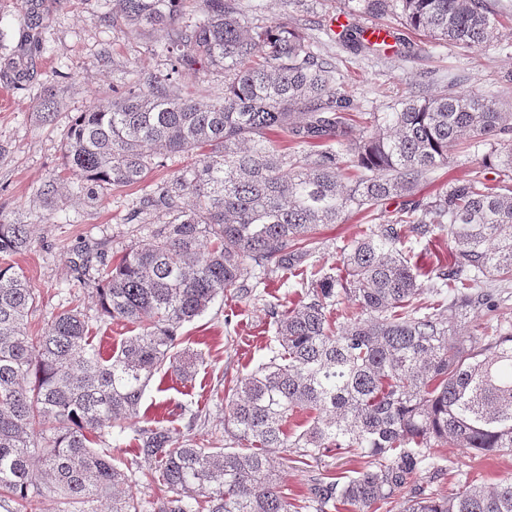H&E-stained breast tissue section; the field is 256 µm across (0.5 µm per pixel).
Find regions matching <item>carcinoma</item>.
I'll return each mask as SVG.
<instances>
[{"label": "carcinoma", "instance_id": "carcinoma-1", "mask_svg": "<svg viewBox=\"0 0 512 512\" xmlns=\"http://www.w3.org/2000/svg\"><path fill=\"white\" fill-rule=\"evenodd\" d=\"M182 2L113 0V26L166 32L170 69L78 113L63 146L64 169L89 201L198 152L132 207L129 221L153 225L148 243L96 265L82 258L77 281L97 318L138 332L105 358L90 343L88 307L70 301L29 335L37 294L8 259L34 238L29 225L0 221V502L17 512H37L47 496L62 512H377L407 484L441 479L437 448L511 451L512 325L494 316L512 282V112L484 93L418 86L392 112L356 116L336 64L303 29L254 25L238 0H197L201 18L185 20ZM348 2L461 47L499 34L492 0ZM342 42L377 50L353 30ZM199 67L224 73L222 98L174 89L173 75ZM464 134L495 183L453 179L394 221L361 228L339 266L311 268L304 296L270 310L278 346L227 386L224 432L237 449L213 451L162 420L139 426L153 377L166 364L191 368L174 353L185 323L219 298L252 293L253 279L303 270L317 226L415 195ZM440 232L448 260L421 280L399 245ZM345 300L355 311L342 316ZM481 315L476 333L459 335ZM120 421L135 445L125 471L107 450ZM333 448L362 469L303 505L288 501L277 474L288 454L307 466ZM137 471L158 477L167 497L126 491ZM404 512H512V480L415 496Z\"/></svg>", "mask_w": 512, "mask_h": 512}]
</instances>
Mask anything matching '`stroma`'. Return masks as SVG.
<instances>
[{"mask_svg":"<svg viewBox=\"0 0 512 512\" xmlns=\"http://www.w3.org/2000/svg\"><path fill=\"white\" fill-rule=\"evenodd\" d=\"M510 13L500 36L481 48H462L417 36V54L398 59L391 48L365 55L344 51L338 35L343 26L368 29L394 26L391 18L374 20L350 13L344 0H240L250 21L286 22L307 28L319 52L337 67L336 85L357 112H387L415 86L436 91L455 83L464 90L494 95L504 111L512 112V85L502 76L512 71V0H500ZM105 0H0V220L31 225L35 244L15 256L35 288L39 307L30 333L41 332L61 305L84 298L74 278L73 264L81 251L104 253L148 239L149 232L130 224L126 215L146 187L167 180L172 172L193 165L194 155L181 154L154 169L145 184L115 187L101 201L84 203L59 193L52 201L42 187L62 172V143L69 120L94 100L109 99L133 83L144 71L165 70L159 53V34L112 27L105 16ZM37 15L39 27L25 25L27 14ZM55 95L58 116L41 124V100ZM359 217L341 224H323L316 230L317 247L309 263L332 268L339 249L355 236ZM300 278L273 276L258 285L253 296L216 301L202 316L185 324L176 350L192 357L188 376L166 372L147 387L141 411L147 417L164 416L179 431L193 430L215 446L228 444L224 432L226 404L216 396L223 378H241L267 361L275 327L270 309L285 310L304 294ZM198 412L190 422L188 411ZM445 470L441 480L424 488L408 486L398 493L387 512H402L406 499L419 492L449 496L467 482L493 484L512 479V452L464 453L444 447L439 451ZM360 464L350 455L329 451L305 466L285 462L280 481L290 494L307 497L319 480L352 475Z\"/></svg>","mask_w":512,"mask_h":512,"instance_id":"35a3bbf8","label":"stroma"}]
</instances>
